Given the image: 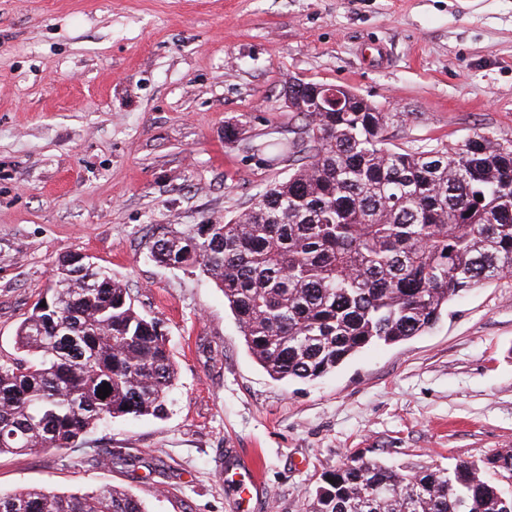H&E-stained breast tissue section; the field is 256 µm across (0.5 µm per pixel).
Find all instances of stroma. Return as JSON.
<instances>
[{
    "instance_id": "obj_1",
    "label": "stroma",
    "mask_w": 512,
    "mask_h": 512,
    "mask_svg": "<svg viewBox=\"0 0 512 512\" xmlns=\"http://www.w3.org/2000/svg\"><path fill=\"white\" fill-rule=\"evenodd\" d=\"M297 78L399 113L401 148L512 141V0H0V358L57 260L83 254L161 321L177 371L167 417L90 435L135 465L1 455L0 490L107 485L147 512H253L233 488L255 460L271 512H309L352 459L413 473L512 448V274L300 383L268 376L207 276L151 260L157 226L235 214L287 177L291 161L251 147L297 125Z\"/></svg>"
}]
</instances>
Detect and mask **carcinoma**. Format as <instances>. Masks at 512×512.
<instances>
[{
    "mask_svg": "<svg viewBox=\"0 0 512 512\" xmlns=\"http://www.w3.org/2000/svg\"><path fill=\"white\" fill-rule=\"evenodd\" d=\"M308 98L305 86L294 92L292 137L251 147L269 165L299 161L286 179L222 224L152 234L155 262L221 288L276 381H314L372 345L419 336L450 300L512 273V141L482 133L451 148H392L394 114L310 112ZM47 292L17 329L19 355L0 360V454L84 448L103 423L164 415L172 353L125 284L65 255ZM504 471L512 449L411 475L353 460L325 475L310 512H502ZM0 512L146 509L109 487H32L0 492Z\"/></svg>",
    "mask_w": 512,
    "mask_h": 512,
    "instance_id": "cac0c4a2",
    "label": "carcinoma"
}]
</instances>
